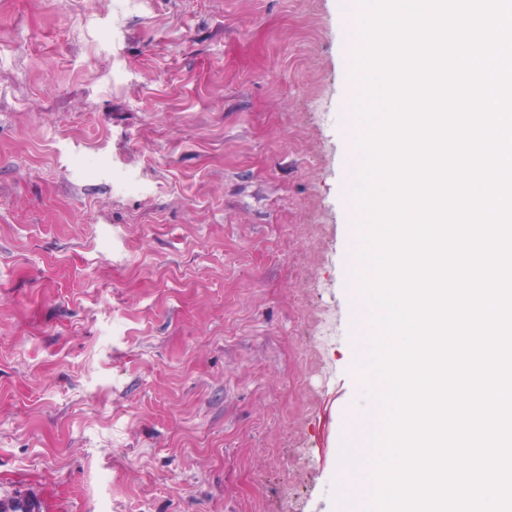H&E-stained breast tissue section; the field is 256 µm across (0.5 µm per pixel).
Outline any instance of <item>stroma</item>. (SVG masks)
I'll use <instances>...</instances> for the list:
<instances>
[{
	"instance_id": "1",
	"label": "stroma",
	"mask_w": 512,
	"mask_h": 512,
	"mask_svg": "<svg viewBox=\"0 0 512 512\" xmlns=\"http://www.w3.org/2000/svg\"><path fill=\"white\" fill-rule=\"evenodd\" d=\"M355 14L0 0V499L335 512Z\"/></svg>"
}]
</instances>
